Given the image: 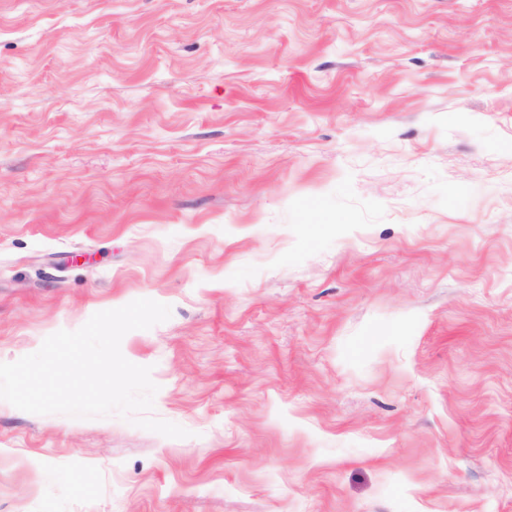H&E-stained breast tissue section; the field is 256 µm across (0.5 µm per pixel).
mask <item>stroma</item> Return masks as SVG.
<instances>
[{"instance_id": "stroma-1", "label": "stroma", "mask_w": 512, "mask_h": 512, "mask_svg": "<svg viewBox=\"0 0 512 512\" xmlns=\"http://www.w3.org/2000/svg\"><path fill=\"white\" fill-rule=\"evenodd\" d=\"M140 298L0 512H512V0H0V362Z\"/></svg>"}]
</instances>
